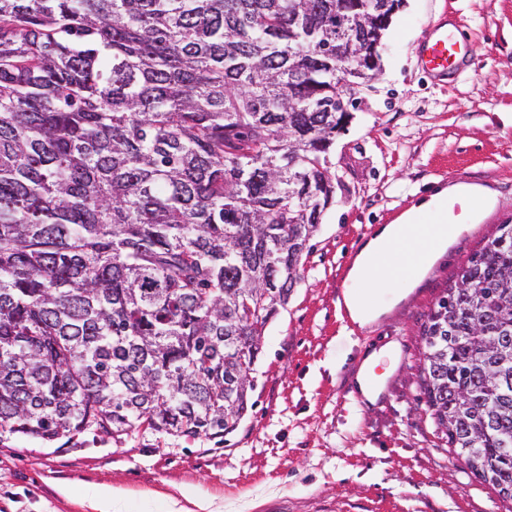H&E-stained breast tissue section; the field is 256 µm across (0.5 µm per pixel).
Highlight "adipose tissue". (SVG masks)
<instances>
[{
	"instance_id": "adipose-tissue-1",
	"label": "adipose tissue",
	"mask_w": 512,
	"mask_h": 512,
	"mask_svg": "<svg viewBox=\"0 0 512 512\" xmlns=\"http://www.w3.org/2000/svg\"><path fill=\"white\" fill-rule=\"evenodd\" d=\"M465 196L485 199L488 198L489 193L485 188L478 186L468 189L456 185L442 188L430 197L412 205L393 223L382 226L367 240L348 271L349 280L356 282L359 286L358 291L346 294L344 298L346 310L352 321L364 326L386 312V305L369 306L365 304L364 298L371 295L373 290L387 286L385 256L399 232L411 226H421L423 218L426 217L443 222L444 228L441 234L422 259L423 267H431L464 230L463 225L449 223L448 202Z\"/></svg>"
}]
</instances>
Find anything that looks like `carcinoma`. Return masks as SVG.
<instances>
[{
  "label": "carcinoma",
  "instance_id": "carcinoma-1",
  "mask_svg": "<svg viewBox=\"0 0 512 512\" xmlns=\"http://www.w3.org/2000/svg\"><path fill=\"white\" fill-rule=\"evenodd\" d=\"M402 6L0 0V431L237 428L336 192V74ZM421 336L433 423L512 500V224Z\"/></svg>",
  "mask_w": 512,
  "mask_h": 512
}]
</instances>
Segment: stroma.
Wrapping results in <instances>:
<instances>
[{"label": "stroma", "instance_id": "1", "mask_svg": "<svg viewBox=\"0 0 512 512\" xmlns=\"http://www.w3.org/2000/svg\"><path fill=\"white\" fill-rule=\"evenodd\" d=\"M464 20L468 66L433 79L414 51L429 23ZM382 69L336 138V194L302 259L301 280L265 329L253 403L223 441L135 429L47 444L0 436V512H95L100 488L120 512H512L459 461L422 394L426 316L469 256L512 216V0H407ZM486 187L475 219L417 288L367 326L339 276L382 225L436 190ZM396 345L382 400L343 393L366 353Z\"/></svg>", "mask_w": 512, "mask_h": 512}]
</instances>
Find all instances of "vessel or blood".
I'll list each match as a JSON object with an SVG mask.
<instances>
[{"instance_id":"1","label":"vessel or blood","mask_w":512,"mask_h":512,"mask_svg":"<svg viewBox=\"0 0 512 512\" xmlns=\"http://www.w3.org/2000/svg\"><path fill=\"white\" fill-rule=\"evenodd\" d=\"M416 58L421 70L430 77H450L459 72L468 60L467 39L462 28H448L436 22L428 26L417 48ZM419 254L413 243H396L391 251L390 282L412 276L418 265Z\"/></svg>"}]
</instances>
